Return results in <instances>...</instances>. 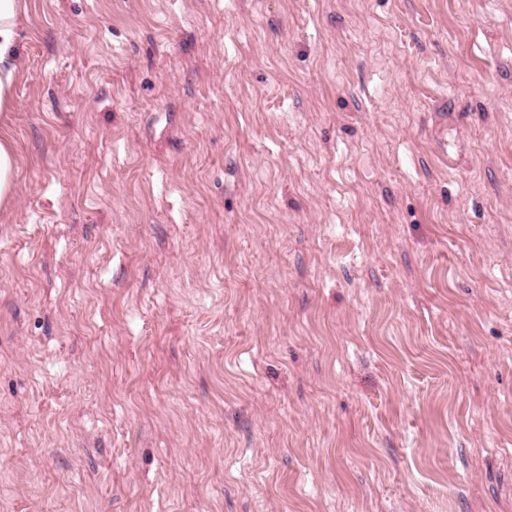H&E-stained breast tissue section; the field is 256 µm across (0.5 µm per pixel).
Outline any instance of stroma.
Segmentation results:
<instances>
[{"label": "stroma", "instance_id": "35a3bbf8", "mask_svg": "<svg viewBox=\"0 0 512 512\" xmlns=\"http://www.w3.org/2000/svg\"><path fill=\"white\" fill-rule=\"evenodd\" d=\"M0 512H512V0H21Z\"/></svg>", "mask_w": 512, "mask_h": 512}]
</instances>
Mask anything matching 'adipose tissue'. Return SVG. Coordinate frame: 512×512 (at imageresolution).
I'll use <instances>...</instances> for the list:
<instances>
[{"label":"adipose tissue","instance_id":"1","mask_svg":"<svg viewBox=\"0 0 512 512\" xmlns=\"http://www.w3.org/2000/svg\"><path fill=\"white\" fill-rule=\"evenodd\" d=\"M23 9L20 0H0V209L14 200L16 146L6 127L15 107V85L24 69L20 49Z\"/></svg>","mask_w":512,"mask_h":512}]
</instances>
